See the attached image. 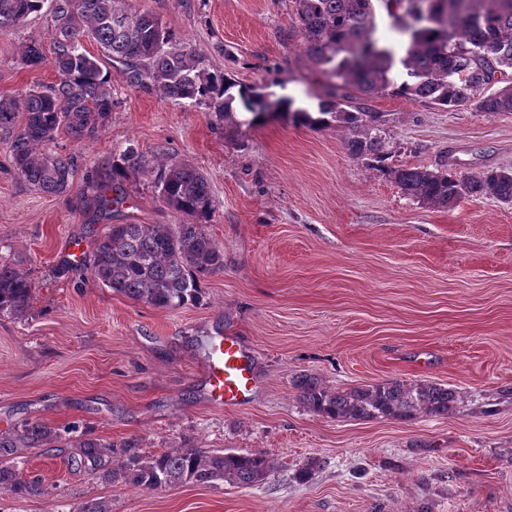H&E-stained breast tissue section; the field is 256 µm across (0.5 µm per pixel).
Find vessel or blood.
Returning a JSON list of instances; mask_svg holds the SVG:
<instances>
[{"mask_svg":"<svg viewBox=\"0 0 512 512\" xmlns=\"http://www.w3.org/2000/svg\"><path fill=\"white\" fill-rule=\"evenodd\" d=\"M210 401L217 406L238 405L247 401L255 386V376L239 336L218 337L206 368Z\"/></svg>","mask_w":512,"mask_h":512,"instance_id":"b4317fda","label":"vessel or blood"}]
</instances>
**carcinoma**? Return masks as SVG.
Masks as SVG:
<instances>
[{
  "label": "carcinoma",
  "mask_w": 512,
  "mask_h": 512,
  "mask_svg": "<svg viewBox=\"0 0 512 512\" xmlns=\"http://www.w3.org/2000/svg\"><path fill=\"white\" fill-rule=\"evenodd\" d=\"M394 19L403 47L376 37L374 2ZM54 22L53 62L58 80L14 98H0V131L9 134L7 149L19 178L43 192L71 188L73 161L48 150L61 131L75 139L96 133L112 112V88L99 58L83 40H93L102 55L120 62L133 85L150 84L162 97L203 102L218 123H235L234 103L241 100L265 121L271 105L255 89L237 88L222 75L199 68L189 47L173 40L158 20L119 5V0H51ZM44 0H0V29L16 26L38 12ZM295 16L309 57L332 80L334 91L320 102L318 116L281 100L276 108L288 120L311 127L337 122L346 129L344 144L356 158L385 161L382 115L364 107L349 109L353 91L364 99L396 94L454 111L470 107L489 115L512 114V82L491 91L495 74L512 69V0H294ZM149 162L130 145L99 166L92 177L93 206L110 211L124 194L131 172ZM401 193L435 209L459 200L492 196L512 204V169L460 175L454 169L421 167L391 171ZM153 183L160 200L186 218L183 224H112L96 244L90 265L93 280L113 292L163 309H175L201 296V282L224 267V248L207 226L215 199L207 177L187 164H156ZM117 197L107 196V192ZM34 290L28 273L0 262V314L24 316ZM298 397L312 411L334 420L395 418L411 421L424 413L446 416L458 391L434 383L388 380L332 392L317 378L295 381ZM63 439L58 429L26 421L0 432V492L16 495L42 490L40 480L18 469V449L44 448ZM75 447L96 460L112 444L80 438ZM273 471L267 453L184 447L132 456L107 478L122 477L147 489L184 483L230 481L255 486Z\"/></svg>",
  "instance_id": "obj_1"
}]
</instances>
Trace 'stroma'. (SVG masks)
I'll return each mask as SVG.
<instances>
[{
    "label": "stroma",
    "mask_w": 512,
    "mask_h": 512,
    "mask_svg": "<svg viewBox=\"0 0 512 512\" xmlns=\"http://www.w3.org/2000/svg\"><path fill=\"white\" fill-rule=\"evenodd\" d=\"M153 15L211 73L317 111L322 76L301 46L292 0H125ZM51 54L49 9L0 30V97L56 82L29 67ZM114 106L104 128L51 148L74 155L72 187L47 194L18 178L0 142V261L35 284L25 316H0V430L41 421L114 444L84 459L72 442L28 448L22 472L46 493H0V512H512V206L465 198L422 206L344 148L337 123H215L202 103L131 85L103 60ZM383 113L387 164L462 175L512 168V115L446 111L396 95ZM204 173L216 201L208 231L224 268L199 302L158 309L96 285L85 268L110 225L179 224L150 173H132L110 213L91 204V170L126 146ZM79 267L57 275L71 256ZM236 331L256 372L244 405H211L214 336ZM330 390L398 379L455 388L445 417L335 421L299 399L296 377ZM146 456L185 445L266 452V483L142 489L103 472L123 444ZM316 463L312 480L299 468Z\"/></svg>",
    "instance_id": "stroma-1"
}]
</instances>
